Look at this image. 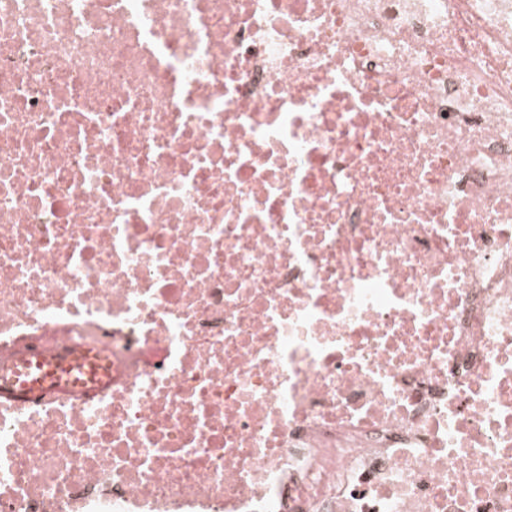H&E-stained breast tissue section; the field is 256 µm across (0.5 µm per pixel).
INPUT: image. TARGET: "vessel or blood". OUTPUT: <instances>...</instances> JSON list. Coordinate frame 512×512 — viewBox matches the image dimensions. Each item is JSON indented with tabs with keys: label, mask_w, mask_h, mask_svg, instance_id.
<instances>
[{
	"label": "vessel or blood",
	"mask_w": 512,
	"mask_h": 512,
	"mask_svg": "<svg viewBox=\"0 0 512 512\" xmlns=\"http://www.w3.org/2000/svg\"><path fill=\"white\" fill-rule=\"evenodd\" d=\"M112 367L91 350L48 353L34 349L22 354L6 381L13 394L35 398L67 390H93L109 385Z\"/></svg>",
	"instance_id": "vessel-or-blood-1"
}]
</instances>
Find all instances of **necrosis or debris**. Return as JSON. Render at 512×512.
<instances>
[{
  "mask_svg": "<svg viewBox=\"0 0 512 512\" xmlns=\"http://www.w3.org/2000/svg\"><path fill=\"white\" fill-rule=\"evenodd\" d=\"M0 512H512V0H0ZM111 363L98 352L48 353L34 349L12 365L6 386L12 394L36 398L67 390H93L109 385Z\"/></svg>",
  "mask_w": 512,
  "mask_h": 512,
  "instance_id": "obj_1",
  "label": "necrosis or debris"
}]
</instances>
